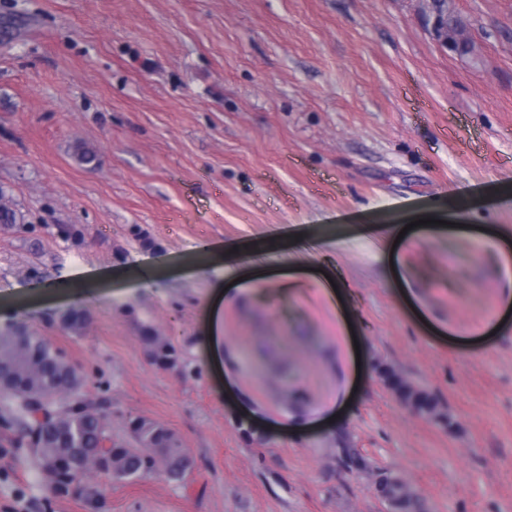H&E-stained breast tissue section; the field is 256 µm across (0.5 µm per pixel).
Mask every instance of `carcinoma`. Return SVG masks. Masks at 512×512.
I'll return each mask as SVG.
<instances>
[{"label":"carcinoma","mask_w":512,"mask_h":512,"mask_svg":"<svg viewBox=\"0 0 512 512\" xmlns=\"http://www.w3.org/2000/svg\"><path fill=\"white\" fill-rule=\"evenodd\" d=\"M86 321L83 309L62 318L65 330L78 331ZM150 364L159 370H177L182 355L166 337L142 330ZM403 404L422 416L443 418L434 398L384 373ZM0 420L16 428L12 446L36 449V465L43 481L51 469L60 479L85 477L91 467L116 480H135L157 470L177 483L190 473L193 461L176 434L143 416L126 422L128 434L112 433L108 414L82 393L83 379L66 357L38 333L0 331ZM387 491L396 512H426L425 503L399 477L388 476Z\"/></svg>","instance_id":"1"}]
</instances>
